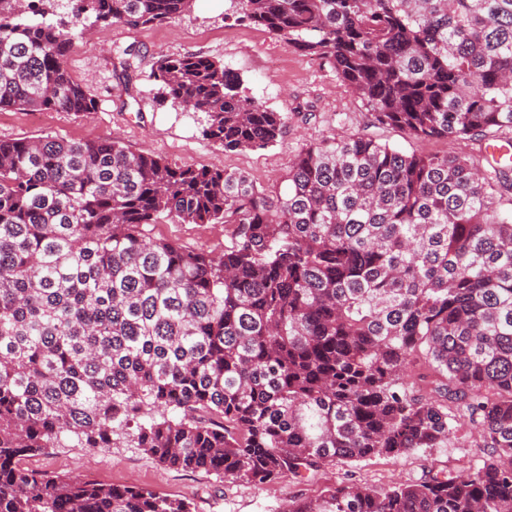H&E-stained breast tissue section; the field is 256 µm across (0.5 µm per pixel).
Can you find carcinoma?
Instances as JSON below:
<instances>
[{
	"label": "carcinoma",
	"instance_id": "cac0c4a2",
	"mask_svg": "<svg viewBox=\"0 0 512 512\" xmlns=\"http://www.w3.org/2000/svg\"><path fill=\"white\" fill-rule=\"evenodd\" d=\"M0 0V110L97 109L67 59L82 33ZM133 27L192 0H70ZM232 18L329 65L371 125L419 139L512 129V0H231ZM172 104L224 151L288 116L224 62L163 56ZM405 154L363 134L303 148L287 189L112 139L0 140V512H191L134 484L42 473L57 448H139L253 484L336 460L446 448L487 457L384 491L337 485L289 512H512V169ZM228 224L215 255L147 227ZM425 355L435 397L408 380Z\"/></svg>",
	"mask_w": 512,
	"mask_h": 512
}]
</instances>
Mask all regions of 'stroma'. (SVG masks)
I'll use <instances>...</instances> for the list:
<instances>
[{"label": "stroma", "mask_w": 512, "mask_h": 512, "mask_svg": "<svg viewBox=\"0 0 512 512\" xmlns=\"http://www.w3.org/2000/svg\"><path fill=\"white\" fill-rule=\"evenodd\" d=\"M230 0H194L189 11L168 22L133 27L104 24L93 17L74 18L67 0H38L24 20L64 24L82 30L68 58L72 76L97 99V111L78 117L69 112L0 111V139L58 137L67 140L112 139L130 150L159 156L180 167L230 169L251 175L258 185L282 187L293 156L307 144L355 133L367 134L407 154L467 155L481 161L487 138L421 140L392 126H373L367 111L328 66L293 51L267 32L231 20ZM134 52L122 69L123 50ZM201 53L223 61L241 79L249 96L288 115V130L277 143L256 150L225 151L204 137L205 116L185 112L162 100L154 62L163 55ZM152 235L184 247L221 253L228 230L221 224L151 225ZM472 426L457 442L424 448L399 459L372 457L339 461L308 479L284 477L255 485L219 480L203 471L167 469L137 448L96 452L61 448L32 456L24 464L47 473H65L101 483L136 484L159 495L183 498L193 512H283L291 501L313 498L328 487L363 485L378 490L420 480L429 471L467 475L486 457Z\"/></svg>", "instance_id": "stroma-1"}]
</instances>
